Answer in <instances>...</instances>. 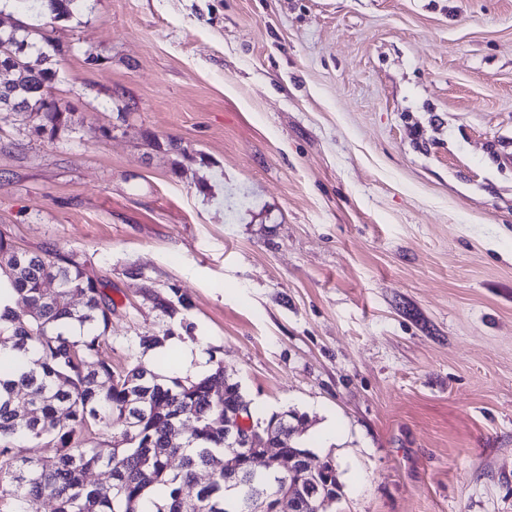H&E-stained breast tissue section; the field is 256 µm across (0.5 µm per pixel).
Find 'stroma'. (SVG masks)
I'll use <instances>...</instances> for the list:
<instances>
[{
	"label": "stroma",
	"mask_w": 512,
	"mask_h": 512,
	"mask_svg": "<svg viewBox=\"0 0 512 512\" xmlns=\"http://www.w3.org/2000/svg\"><path fill=\"white\" fill-rule=\"evenodd\" d=\"M53 36L75 124L0 110V236L110 281L113 368L173 337L165 373L303 415L324 512H512V0H89Z\"/></svg>",
	"instance_id": "35a3bbf8"
}]
</instances>
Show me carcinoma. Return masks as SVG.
<instances>
[{
	"mask_svg": "<svg viewBox=\"0 0 512 512\" xmlns=\"http://www.w3.org/2000/svg\"><path fill=\"white\" fill-rule=\"evenodd\" d=\"M50 23L73 18L83 0H42ZM32 39L23 24L0 29V69L19 67L14 78L0 83V106H33L28 113L33 131L50 140L74 125V113L63 111L55 98L56 70L51 57L57 46L47 34ZM12 256L0 286L14 294V304L0 311V350L24 359L17 378L0 376V485L12 487V512H40L43 500L54 512H240L239 504L261 497L269 502L288 493L290 472L268 480L247 465L237 472L235 488L224 490V408L241 402L238 383L224 388V397L210 385L224 382V366L201 378L160 373L138 363L121 373L102 357L112 327L114 302L109 282L91 279L73 254L48 255L18 251L0 236V254ZM56 287L45 288L48 282ZM177 301L156 298L155 306L173 314L174 303L189 308L179 289ZM82 297L81 305L74 296ZM31 407L26 414L20 400ZM163 404V413L153 407ZM68 423L56 426L59 416ZM270 435L302 466L300 455L313 456L297 437L288 436L275 417ZM112 431L118 439L132 430L130 443L101 457L88 445L94 428ZM21 438L40 453L21 461L11 445ZM180 457V468L170 461ZM111 472L107 485H90L85 473L96 467ZM211 470L206 485L196 483L201 469ZM316 482L331 498L341 495L339 473L318 474Z\"/></svg>",
	"mask_w": 512,
	"mask_h": 512,
	"instance_id": "obj_1",
	"label": "carcinoma"
}]
</instances>
